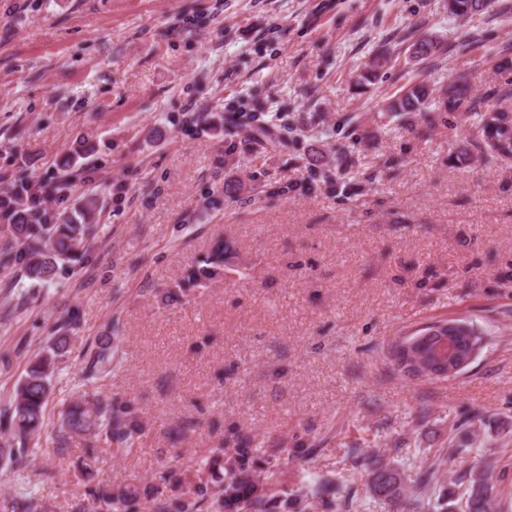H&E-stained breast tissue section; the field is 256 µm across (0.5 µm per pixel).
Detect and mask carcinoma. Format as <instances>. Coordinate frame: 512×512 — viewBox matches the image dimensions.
Wrapping results in <instances>:
<instances>
[{"instance_id": "cac0c4a2", "label": "carcinoma", "mask_w": 512, "mask_h": 512, "mask_svg": "<svg viewBox=\"0 0 512 512\" xmlns=\"http://www.w3.org/2000/svg\"><path fill=\"white\" fill-rule=\"evenodd\" d=\"M451 2L448 14L465 19L485 9L488 0ZM446 50L447 46L435 38H421L414 43L413 54L425 60ZM386 65V57L373 58L369 69L356 78V85L375 83L378 72ZM492 99L490 103L471 94L466 79L459 76L448 85L442 102L435 104L427 83L420 80L401 96L386 99L384 111L403 117L411 125L419 120L431 123V112H464L472 119V134L485 143L486 161L492 163L512 158V80L494 91ZM96 216L97 203L93 198L54 224H45L42 215L21 208L6 213V241L0 245V267L17 268L34 288L75 272L89 262V240L95 231ZM228 252L229 246L217 242L204 258L187 266L176 287L164 291L165 299L184 297L211 281L224 269ZM79 324V311L73 309L26 367L8 401L0 408V434L5 436L0 448L1 466L20 471L31 452L32 441L39 439L45 426L52 379L62 364L61 357L74 341ZM450 334L473 338L478 352L485 346L484 331L469 320L434 321L389 346L392 369L409 377H433L435 371L428 366L429 353L439 345L435 337ZM83 362L81 385L89 388L112 377V371L121 365L112 337L101 336L88 345ZM145 432L141 410L132 400L114 402L83 393L63 409L56 443L62 446L77 438L87 448L127 456L136 450L137 441ZM262 454L260 444L248 436L237 435L228 440L227 446L210 450L198 462L192 480L176 468H167L156 480L141 485L87 483L74 512H138L143 499L153 503L154 512H312L317 499L326 500V512H369L371 500L394 506L396 512H433L435 506L425 501V496L435 473L448 465L443 453L433 456L430 464L421 462L407 471L398 465L374 462L363 494L348 475L337 484L312 479L309 485L274 499L256 474V461ZM454 480L463 485L461 498L467 512H492L494 485L489 470L477 472L472 468L456 473Z\"/></svg>"}]
</instances>
